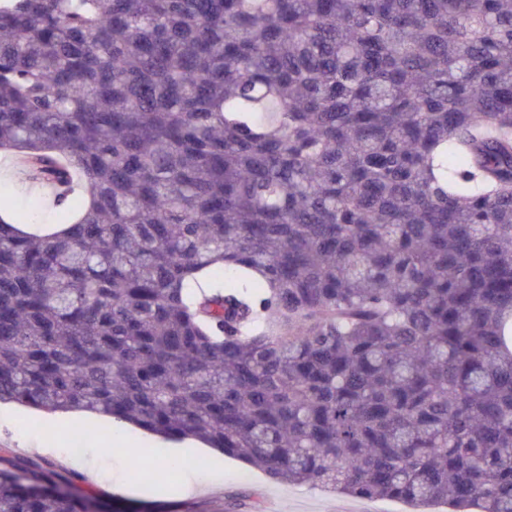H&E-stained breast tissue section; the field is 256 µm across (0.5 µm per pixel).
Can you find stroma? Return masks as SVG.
Returning <instances> with one entry per match:
<instances>
[{
	"label": "stroma",
	"instance_id": "obj_1",
	"mask_svg": "<svg viewBox=\"0 0 512 512\" xmlns=\"http://www.w3.org/2000/svg\"><path fill=\"white\" fill-rule=\"evenodd\" d=\"M0 192L10 196L15 210L35 207L40 223H55L54 210L46 204L37 205L11 158L2 155ZM19 410V405L0 403V468L19 462L32 469L52 471L71 480L78 489L95 494L107 504L108 512H410L398 501L345 497L318 487L281 483L212 448L180 451L182 459L188 460L206 483L202 491L191 496L168 492L174 479L167 474L137 485L127 478L119 483L90 479L73 466V457L67 452L70 426L63 414L43 413L22 427L16 422ZM30 434L52 435L61 447L60 453L29 447L25 438Z\"/></svg>",
	"mask_w": 512,
	"mask_h": 512
}]
</instances>
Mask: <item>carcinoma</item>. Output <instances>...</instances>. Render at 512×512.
<instances>
[{
	"label": "carcinoma",
	"mask_w": 512,
	"mask_h": 512,
	"mask_svg": "<svg viewBox=\"0 0 512 512\" xmlns=\"http://www.w3.org/2000/svg\"><path fill=\"white\" fill-rule=\"evenodd\" d=\"M1 152L0 402L512 512V0H0ZM0 189L13 201V211H26L36 203L35 194L22 183L21 175L13 169L11 157L0 156ZM55 224V225H43ZM57 224L54 210L47 204H43L39 212V221L36 224H21L16 226L25 233L44 236L46 234L56 233L65 228Z\"/></svg>",
	"instance_id": "cac0c4a2"
}]
</instances>
